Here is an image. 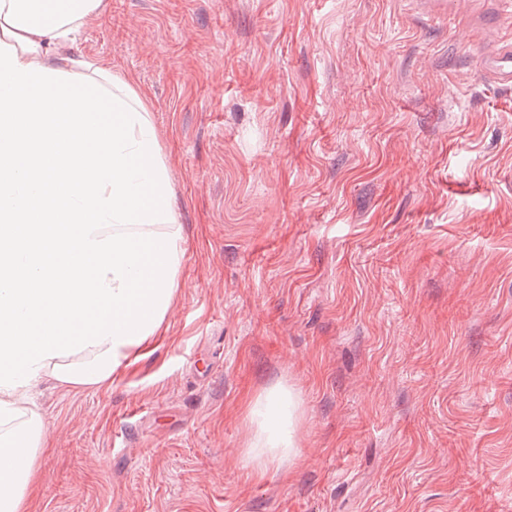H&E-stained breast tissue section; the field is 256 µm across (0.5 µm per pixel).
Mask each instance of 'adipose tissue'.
I'll use <instances>...</instances> for the list:
<instances>
[{
	"mask_svg": "<svg viewBox=\"0 0 512 512\" xmlns=\"http://www.w3.org/2000/svg\"><path fill=\"white\" fill-rule=\"evenodd\" d=\"M105 8V0H0V41L16 47L21 64L94 77L142 115H149L145 95L127 75L111 65L62 52L83 21ZM54 365V360H46L29 386L0 387V512H28L38 461L50 442L35 387L49 383L67 391L82 389L81 384L54 379ZM299 407V393L281 384L250 401L248 414L255 431L242 458L245 467L260 476L270 466L299 461Z\"/></svg>",
	"mask_w": 512,
	"mask_h": 512,
	"instance_id": "adipose-tissue-1",
	"label": "adipose tissue"
}]
</instances>
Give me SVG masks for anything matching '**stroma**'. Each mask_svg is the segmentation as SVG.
Returning a JSON list of instances; mask_svg holds the SVG:
<instances>
[{
  "mask_svg": "<svg viewBox=\"0 0 512 512\" xmlns=\"http://www.w3.org/2000/svg\"><path fill=\"white\" fill-rule=\"evenodd\" d=\"M107 0L71 48L146 94L184 255L111 390L43 387L33 512H512V89L497 0ZM301 398L253 477L246 401ZM477 72L501 87H512V42L500 40V46L491 51L481 52L475 61Z\"/></svg>",
  "mask_w": 512,
  "mask_h": 512,
  "instance_id": "35a3bbf8",
  "label": "stroma"
}]
</instances>
